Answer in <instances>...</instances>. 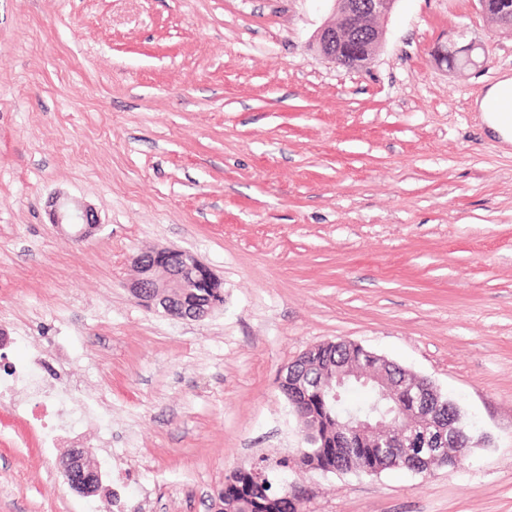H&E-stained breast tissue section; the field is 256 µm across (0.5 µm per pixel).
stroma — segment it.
Masks as SVG:
<instances>
[{"instance_id":"1","label":"stroma","mask_w":512,"mask_h":512,"mask_svg":"<svg viewBox=\"0 0 512 512\" xmlns=\"http://www.w3.org/2000/svg\"><path fill=\"white\" fill-rule=\"evenodd\" d=\"M330 0H0V366L81 413L63 449L0 404V512H215L226 475L296 454L282 369L331 341L431 379L488 443L434 474L289 472L304 512H512V146L474 100L512 73L476 0H396L367 67L310 50ZM478 45L437 66V45ZM98 222H50L55 197ZM176 247L222 281L201 321L127 289ZM50 211L52 222L58 229L68 228L77 241H83L97 224V218L91 208L79 201L59 202L52 200ZM42 359L34 356L25 363L15 365L6 376H0V397L10 400L15 412L27 418L41 438V447L52 452L66 443V436L72 440L71 447L60 465V473L66 484L81 495H93L103 489L98 467L91 460L81 434L75 433L67 424L71 418L69 404L59 395L47 389L41 378ZM23 393L25 398H19ZM35 396L41 409L30 407L29 397Z\"/></svg>"}]
</instances>
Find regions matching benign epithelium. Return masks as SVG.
I'll return each mask as SVG.
<instances>
[{"mask_svg": "<svg viewBox=\"0 0 512 512\" xmlns=\"http://www.w3.org/2000/svg\"><path fill=\"white\" fill-rule=\"evenodd\" d=\"M334 21L322 27L312 42L315 52L327 61L347 69H356L369 63L384 40L385 32L374 24L387 16L397 0H332ZM481 11L489 14L504 27H512V0H477ZM52 224L59 229H69L73 237L83 241L97 223L91 208L79 201L52 202L50 211ZM137 277L128 285V291L148 308L163 312L180 320L200 321L205 319L217 303L209 300L188 301L181 294L183 288H206L220 284V280L191 252L172 247L145 251L134 259ZM373 382L383 387V395L404 398L396 411L406 422L424 413L430 407V396L438 390L430 381L406 394L392 389L384 375L345 370L336 385L342 387L352 382ZM352 431L376 432L373 419L368 414L349 418ZM444 430L433 426L418 435L405 439L404 434H385L378 440L381 448L407 447L408 455L414 457L424 475L433 473L431 462L444 455ZM60 473L66 484L81 495H93L103 489L98 467L91 460L89 451L72 448L63 458Z\"/></svg>", "mask_w": 512, "mask_h": 512, "instance_id": "benign-epithelium-1", "label": "benign epithelium"}]
</instances>
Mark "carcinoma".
<instances>
[{
	"label": "carcinoma",
	"instance_id": "1",
	"mask_svg": "<svg viewBox=\"0 0 512 512\" xmlns=\"http://www.w3.org/2000/svg\"><path fill=\"white\" fill-rule=\"evenodd\" d=\"M368 366L364 348L343 340L320 344L303 353L295 367L296 375L318 382L319 392L306 400L291 383L280 390L288 391V404L303 426L314 431L315 442L304 446L293 460L283 457L272 461L261 456L251 467L233 470L225 477L224 489L218 493L222 512H301L300 502L285 498L286 473L292 465L300 470L327 473L388 469L389 456L401 454L402 449L393 448L386 456L373 446L369 437L351 433L344 427L350 413L369 410L379 402V397L374 393L363 395L364 403L352 406L347 403L351 396L348 389L341 391L338 400L333 399L330 391L337 371ZM440 401L447 403L446 414L457 427L454 445L447 453V466L455 467L468 456L474 429L454 401L443 394ZM392 405V401L386 400L381 403V409Z\"/></svg>",
	"mask_w": 512,
	"mask_h": 512
}]
</instances>
